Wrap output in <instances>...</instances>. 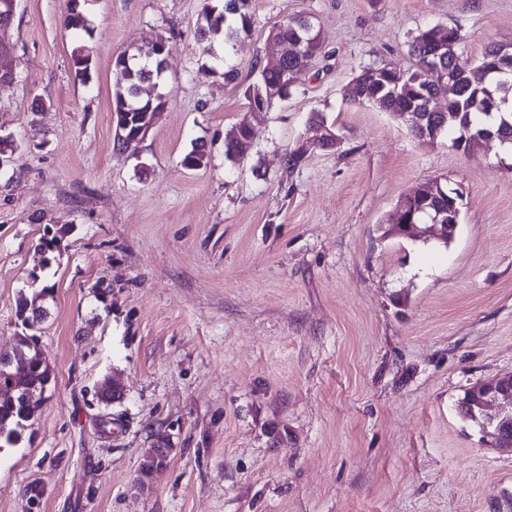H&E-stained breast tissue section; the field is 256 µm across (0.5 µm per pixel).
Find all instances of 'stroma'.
<instances>
[{"label":"stroma","instance_id":"35a3bbf8","mask_svg":"<svg viewBox=\"0 0 512 512\" xmlns=\"http://www.w3.org/2000/svg\"><path fill=\"white\" fill-rule=\"evenodd\" d=\"M65 5L18 0L17 79L0 86L17 144L0 166V352L28 332L52 369L32 426L0 449V512H512V455L457 411L512 372V158L419 141L343 96L364 67L413 68L429 23L458 27L471 62L512 43V0H251L227 52L196 36L204 0H85L78 36ZM301 16L324 56L248 114L270 30ZM160 37L169 104L119 150L114 58ZM314 110L336 149L314 146ZM244 119L232 163L224 137ZM436 178L469 189L454 240L385 236ZM36 285L48 315L28 329L17 310ZM109 379L122 397L106 405ZM151 448L167 457L146 478Z\"/></svg>","mask_w":512,"mask_h":512}]
</instances>
